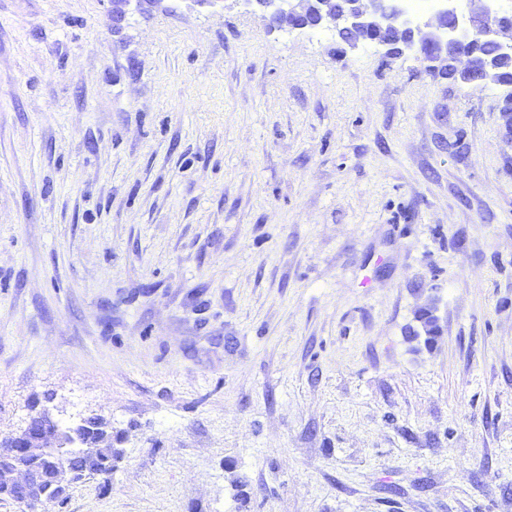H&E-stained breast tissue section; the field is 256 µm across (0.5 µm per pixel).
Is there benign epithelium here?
<instances>
[{
    "mask_svg": "<svg viewBox=\"0 0 512 512\" xmlns=\"http://www.w3.org/2000/svg\"><path fill=\"white\" fill-rule=\"evenodd\" d=\"M133 1L139 7L157 2L112 0V19L118 22L125 18ZM247 2L268 14L271 30L323 28L341 39L353 33L355 38L345 41L352 51L373 45L395 58L415 54L429 72L438 75L443 70L437 63L449 59L475 86L486 83L496 61L475 64L458 54L450 59L449 50L479 35L497 43L502 54L512 56V14L503 13L499 0H480L477 9L463 4V0H437L434 11L424 18L409 16L405 0H346V7L338 12L330 7L332 0ZM93 433L87 420L65 433L46 413L31 417L20 431L0 441V467L7 470L0 495L22 502L31 510L60 501L87 471L96 469V459L90 452ZM62 455L85 458L88 469L69 470L60 460Z\"/></svg>",
    "mask_w": 512,
    "mask_h": 512,
    "instance_id": "benign-epithelium-1",
    "label": "benign epithelium"
}]
</instances>
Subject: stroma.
<instances>
[{"label": "stroma", "instance_id": "35a3bbf8", "mask_svg": "<svg viewBox=\"0 0 512 512\" xmlns=\"http://www.w3.org/2000/svg\"><path fill=\"white\" fill-rule=\"evenodd\" d=\"M37 406L112 424L49 512H512L504 88L244 0H0V439Z\"/></svg>", "mask_w": 512, "mask_h": 512}]
</instances>
